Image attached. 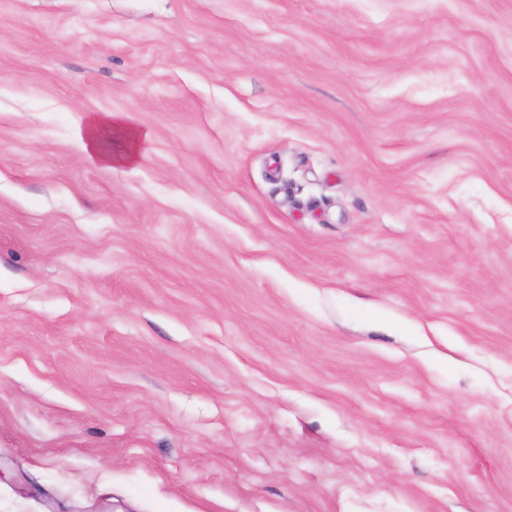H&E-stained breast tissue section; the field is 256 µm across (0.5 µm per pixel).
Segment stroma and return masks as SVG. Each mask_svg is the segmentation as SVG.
<instances>
[{
    "label": "stroma",
    "mask_w": 512,
    "mask_h": 512,
    "mask_svg": "<svg viewBox=\"0 0 512 512\" xmlns=\"http://www.w3.org/2000/svg\"><path fill=\"white\" fill-rule=\"evenodd\" d=\"M103 502L512 512V0H0V512ZM120 124L119 116L106 113L90 117L86 124L79 128L78 144L89 162L112 169L136 164L139 144L149 138V133L138 129L128 130L127 148L123 152L112 154L105 144V133L112 125Z\"/></svg>",
    "instance_id": "1"
}]
</instances>
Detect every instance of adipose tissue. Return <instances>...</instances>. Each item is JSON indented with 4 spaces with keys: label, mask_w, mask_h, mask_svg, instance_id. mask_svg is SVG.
I'll list each match as a JSON object with an SVG mask.
<instances>
[{
    "label": "adipose tissue",
    "mask_w": 512,
    "mask_h": 512,
    "mask_svg": "<svg viewBox=\"0 0 512 512\" xmlns=\"http://www.w3.org/2000/svg\"><path fill=\"white\" fill-rule=\"evenodd\" d=\"M119 116L113 114H97L89 118L79 128L77 140L85 158L94 164L109 168L130 167L138 160V147L148 139V132L131 129L127 132L128 145L123 152L114 153L105 144V133L112 126L120 124Z\"/></svg>",
    "instance_id": "adipose-tissue-1"
}]
</instances>
